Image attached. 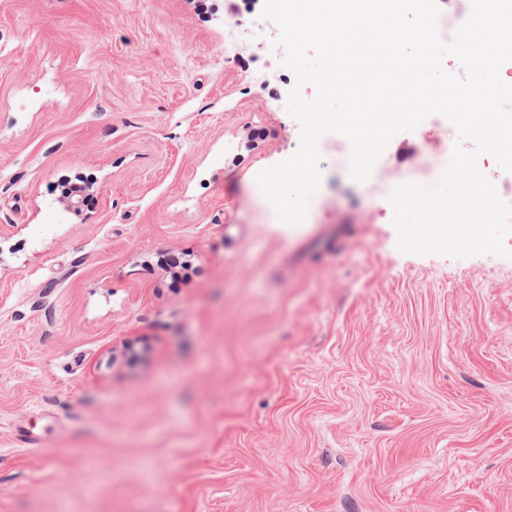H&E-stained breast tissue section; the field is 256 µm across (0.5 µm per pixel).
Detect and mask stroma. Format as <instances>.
<instances>
[{"instance_id":"stroma-1","label":"stroma","mask_w":512,"mask_h":512,"mask_svg":"<svg viewBox=\"0 0 512 512\" xmlns=\"http://www.w3.org/2000/svg\"><path fill=\"white\" fill-rule=\"evenodd\" d=\"M289 90L201 0H0V512H512V259L401 252L380 188L448 120L362 183L324 134L292 226Z\"/></svg>"}]
</instances>
